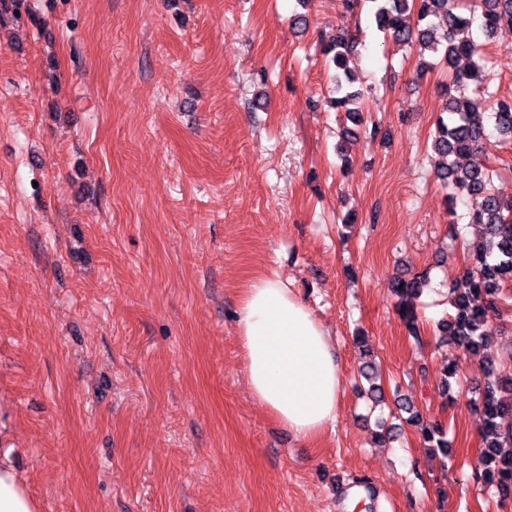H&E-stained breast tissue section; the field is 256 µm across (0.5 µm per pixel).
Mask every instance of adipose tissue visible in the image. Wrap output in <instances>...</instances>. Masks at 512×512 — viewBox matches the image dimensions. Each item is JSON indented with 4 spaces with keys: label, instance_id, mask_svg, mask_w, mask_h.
Wrapping results in <instances>:
<instances>
[{
    "label": "adipose tissue",
    "instance_id": "obj_1",
    "mask_svg": "<svg viewBox=\"0 0 512 512\" xmlns=\"http://www.w3.org/2000/svg\"><path fill=\"white\" fill-rule=\"evenodd\" d=\"M237 323L255 399L300 438L333 424L340 362L308 304L277 277L261 275L245 288ZM0 512H38L9 448H0Z\"/></svg>",
    "mask_w": 512,
    "mask_h": 512
}]
</instances>
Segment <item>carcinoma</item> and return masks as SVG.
Returning a JSON list of instances; mask_svg holds the SVG:
<instances>
[{
  "label": "carcinoma",
  "mask_w": 512,
  "mask_h": 512,
  "mask_svg": "<svg viewBox=\"0 0 512 512\" xmlns=\"http://www.w3.org/2000/svg\"><path fill=\"white\" fill-rule=\"evenodd\" d=\"M459 0H346L349 8L367 7L376 30L384 40L406 45L412 42L439 56L438 64L448 68V117L439 121L438 136L432 143L440 158L437 175L444 187L461 190L475 201L470 222L483 226V234L470 264L450 288L456 314L439 324L441 339L463 345L482 367L485 378L478 398L472 402L482 417L483 468L473 474L474 482L494 491L501 499L512 497V369L495 359L489 342L491 313L503 288L512 283V194L491 185L492 174L480 166L460 164L487 143L494 128L512 135V97L502 98L484 84L481 45L473 36L478 28L488 38L512 34V0H469L465 12L457 10ZM357 41L343 33L328 41L323 52L335 73V107L348 117L359 119V111L347 104L361 97L347 90L351 83L348 58ZM470 60L466 69L456 67ZM493 99L490 112L478 111L466 95L469 88ZM426 278L414 276L397 280L392 290L400 298L398 312L406 321L411 337L419 339L411 299L419 296ZM428 447L442 459L448 458L447 429L439 421L419 428Z\"/></svg>",
  "instance_id": "cac0c4a2"
}]
</instances>
